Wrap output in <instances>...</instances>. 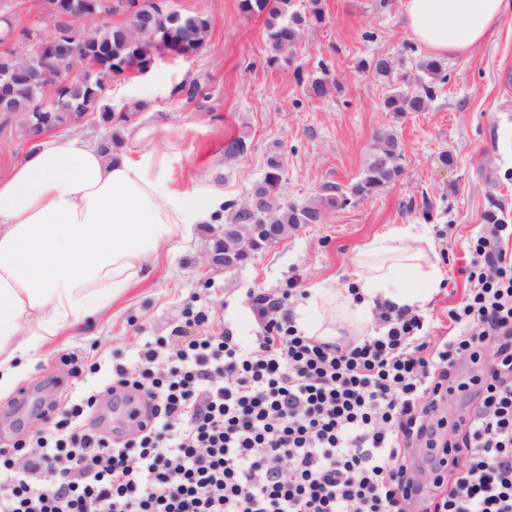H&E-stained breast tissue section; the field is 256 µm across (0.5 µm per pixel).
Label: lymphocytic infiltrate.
I'll list each match as a JSON object with an SVG mask.
<instances>
[{
	"label": "lymphocytic infiltrate",
	"mask_w": 512,
	"mask_h": 512,
	"mask_svg": "<svg viewBox=\"0 0 512 512\" xmlns=\"http://www.w3.org/2000/svg\"><path fill=\"white\" fill-rule=\"evenodd\" d=\"M469 251L444 336L384 307L360 343L323 344L259 294L250 343L144 345L112 373L150 401L148 423L114 441L81 390L51 430L0 448V512H512V225H487ZM461 358L480 367L478 402L449 423L437 406ZM455 450L465 465L444 469Z\"/></svg>",
	"instance_id": "obj_1"
}]
</instances>
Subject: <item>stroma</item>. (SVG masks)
Listing matches in <instances>:
<instances>
[{"instance_id":"stroma-1","label":"stroma","mask_w":512,"mask_h":512,"mask_svg":"<svg viewBox=\"0 0 512 512\" xmlns=\"http://www.w3.org/2000/svg\"><path fill=\"white\" fill-rule=\"evenodd\" d=\"M324 23L305 30L289 59L269 63L264 19L246 17L238 0H175L185 14L204 13L212 27L203 50L189 58H158L142 78L114 79L108 102L120 112L133 101L145 111L125 123L123 148L131 158L149 150L166 153L170 188L179 194L223 191L242 202L278 147L284 172L280 200L304 206L347 190L365 166L375 141L395 135L403 150L401 175L376 195L346 208H327L320 224L288 230L281 241L230 271L206 267L202 255L223 224H191L173 249L162 252L148 277L103 315L60 336L51 353H38L27 378L0 397V446L50 427L80 387L101 391L95 409L106 426H126L120 400L106 395L112 362L132 360L145 343L172 338L186 308L204 310L200 334L229 332L250 342L262 329L251 308L257 293L282 300L281 316L293 321L309 290L351 287L357 251L397 226H426L443 272L437 294L423 307L435 335L448 331V308L463 298L461 273L471 239L482 231L491 203L512 223V14L492 35L464 54L445 57L448 82L425 111L403 117L387 112L391 87H403L425 57L414 47L401 12L402 0H323ZM374 33V40L363 37ZM392 56L391 82L361 63ZM337 84L323 98L308 96L309 77ZM199 82L204 98L187 103L175 86ZM244 139V153L224 147ZM453 157L443 164L442 153ZM99 359L101 368L82 380L70 374L69 357Z\"/></svg>"}]
</instances>
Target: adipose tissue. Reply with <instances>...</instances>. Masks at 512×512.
I'll return each mask as SVG.
<instances>
[{
  "instance_id": "1",
  "label": "adipose tissue",
  "mask_w": 512,
  "mask_h": 512,
  "mask_svg": "<svg viewBox=\"0 0 512 512\" xmlns=\"http://www.w3.org/2000/svg\"><path fill=\"white\" fill-rule=\"evenodd\" d=\"M414 38L432 56L466 52L512 10V0H403ZM164 152L130 159L79 134L40 139L0 175V394L31 367V354L109 308L143 281L190 221L207 222L219 190L169 191ZM427 229L375 236L356 256L355 294L313 289L295 311L302 335L332 344L362 336L378 306L420 308L442 272Z\"/></svg>"
}]
</instances>
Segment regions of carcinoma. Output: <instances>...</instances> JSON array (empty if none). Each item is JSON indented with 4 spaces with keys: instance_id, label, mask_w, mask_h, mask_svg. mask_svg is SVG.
Here are the masks:
<instances>
[{
    "instance_id": "obj_1",
    "label": "carcinoma",
    "mask_w": 512,
    "mask_h": 512,
    "mask_svg": "<svg viewBox=\"0 0 512 512\" xmlns=\"http://www.w3.org/2000/svg\"><path fill=\"white\" fill-rule=\"evenodd\" d=\"M66 9L74 21L65 28L62 45H57L49 57L57 73L67 75L80 64L74 49L89 47L93 53L94 67L82 78H73L57 100L46 96L40 86L29 84L18 72L20 60L12 53L0 54V76L7 73L12 81V110L20 132L26 140L35 142L50 129L73 128L93 113H99L104 123L112 121V108L107 103L108 87L112 79L125 74V66L149 65L161 47L178 58L198 54L205 46L211 29L210 18L203 13L170 16L161 11L159 0H136L137 8L129 21L120 25L102 24L83 19L90 0H64ZM322 0H306L304 9H295V0H239V10L246 16L265 18V36L270 59L276 60L300 43L305 30L325 21ZM380 80L390 78L393 63L387 54H379L366 62ZM419 69L430 78L425 83L414 79L406 88L388 95L385 108L399 116L423 111L436 96L439 86L445 84L447 73L443 63L426 57ZM337 88L325 76L309 80L307 92L315 98L327 96ZM176 95L185 102L196 101L201 87L195 83H182L175 89ZM43 103L41 111L32 106L33 100ZM401 144L393 135H387L373 146L362 176L348 191L326 199L328 206L346 207L356 200L368 198L383 190L402 172ZM283 179V163L280 154L273 152L266 159L262 180L252 190L251 197L260 206L251 210L247 202L226 205L229 214L224 222V242L235 244V249L247 254L238 265L248 263L259 252L268 248L265 243L247 242L240 236L242 224H281L296 228L303 224H320L324 210L317 205L294 206L280 202V186Z\"/></svg>"
}]
</instances>
